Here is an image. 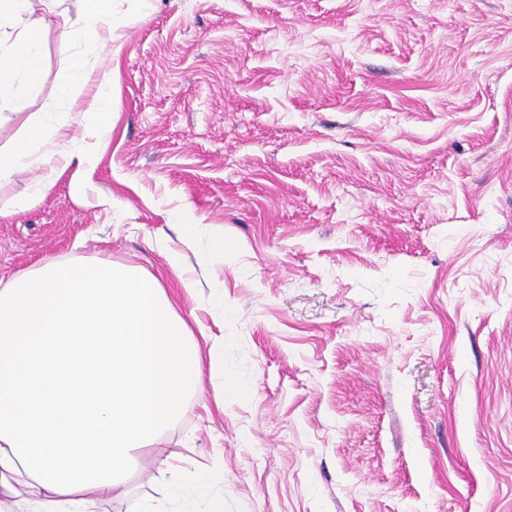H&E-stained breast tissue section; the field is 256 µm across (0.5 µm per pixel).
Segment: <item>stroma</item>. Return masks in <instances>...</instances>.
I'll return each instance as SVG.
<instances>
[{
	"instance_id": "1",
	"label": "stroma",
	"mask_w": 512,
	"mask_h": 512,
	"mask_svg": "<svg viewBox=\"0 0 512 512\" xmlns=\"http://www.w3.org/2000/svg\"><path fill=\"white\" fill-rule=\"evenodd\" d=\"M112 20L105 50L46 15L42 84L0 104L1 153L53 118L72 158L31 170L25 208L0 193V281L136 265L224 353L104 512H512V0H112ZM182 205L223 253L183 241ZM170 456L205 476L171 488Z\"/></svg>"
}]
</instances>
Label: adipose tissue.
Returning a JSON list of instances; mask_svg holds the SVG:
<instances>
[{
  "mask_svg": "<svg viewBox=\"0 0 512 512\" xmlns=\"http://www.w3.org/2000/svg\"><path fill=\"white\" fill-rule=\"evenodd\" d=\"M112 29V0H82L67 35ZM44 18L0 0V98L16 77L39 85ZM0 157V189L32 166L55 167L41 136ZM202 358L159 281L138 267L48 262L0 288V512H100L129 499L128 478L182 415Z\"/></svg>",
  "mask_w": 512,
  "mask_h": 512,
  "instance_id": "obj_1",
  "label": "adipose tissue"
}]
</instances>
